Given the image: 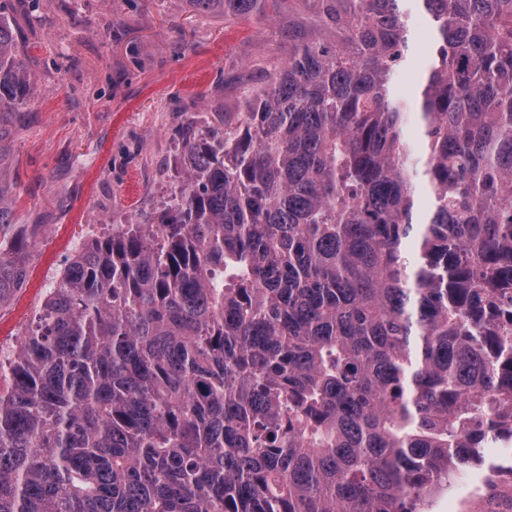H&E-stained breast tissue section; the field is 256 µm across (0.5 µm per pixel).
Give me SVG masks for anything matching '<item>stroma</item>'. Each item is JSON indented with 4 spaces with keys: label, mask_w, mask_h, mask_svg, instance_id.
I'll return each instance as SVG.
<instances>
[{
    "label": "stroma",
    "mask_w": 512,
    "mask_h": 512,
    "mask_svg": "<svg viewBox=\"0 0 512 512\" xmlns=\"http://www.w3.org/2000/svg\"><path fill=\"white\" fill-rule=\"evenodd\" d=\"M33 86L11 146L21 223L39 225L29 281L0 308V343L33 322L72 247L116 224L152 222L180 172L185 125L235 114L288 58V4L224 17L191 0H49L17 18ZM418 501V512H512V444Z\"/></svg>",
    "instance_id": "35a3bbf8"
}]
</instances>
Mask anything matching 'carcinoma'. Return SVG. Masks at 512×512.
<instances>
[{
  "instance_id": "carcinoma-1",
  "label": "carcinoma",
  "mask_w": 512,
  "mask_h": 512,
  "mask_svg": "<svg viewBox=\"0 0 512 512\" xmlns=\"http://www.w3.org/2000/svg\"><path fill=\"white\" fill-rule=\"evenodd\" d=\"M10 2L0 307L38 228L6 169L33 97ZM299 2L319 35L288 27L241 112L183 135L174 202L82 244L0 359V512H415L512 437V0H415L409 109L407 0ZM422 73L414 66H406L394 80L395 93L412 103L418 87L422 83Z\"/></svg>"
}]
</instances>
